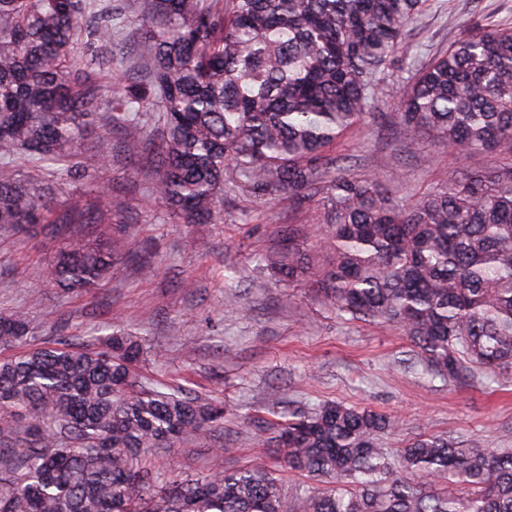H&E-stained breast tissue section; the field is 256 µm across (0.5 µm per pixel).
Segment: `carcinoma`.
<instances>
[{"mask_svg":"<svg viewBox=\"0 0 512 512\" xmlns=\"http://www.w3.org/2000/svg\"><path fill=\"white\" fill-rule=\"evenodd\" d=\"M426 0H144L135 54L114 90L96 71L126 27V0H0V224L29 232L51 213L94 135L97 158L154 155L156 197L186 224L224 220L227 170L265 199L318 198L330 263L313 275L336 315L401 328L434 379L472 380L512 365V26L473 28L415 69L387 116L370 111L406 52ZM162 112L157 139L140 112ZM478 165L409 199L373 178L335 174L327 149L367 118ZM491 153L507 162L489 169ZM123 254L98 207L50 269L91 290ZM283 281L308 272L293 246L267 258ZM27 313L0 314V512H512V448L449 432L395 454L394 419L340 403L280 405L254 417L262 447L311 483L288 495L253 464L205 479L151 468L224 427V407L136 372L140 345L115 333L102 350L73 336L25 349ZM333 483L321 489L320 483ZM448 485L443 492L433 486Z\"/></svg>","mask_w":512,"mask_h":512,"instance_id":"cac0c4a2","label":"carcinoma"}]
</instances>
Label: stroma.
<instances>
[{
	"label": "stroma",
	"instance_id": "1",
	"mask_svg": "<svg viewBox=\"0 0 512 512\" xmlns=\"http://www.w3.org/2000/svg\"><path fill=\"white\" fill-rule=\"evenodd\" d=\"M466 19L512 25V0H428L406 37L411 63L382 84L374 111H397L412 62H428L447 49ZM329 153L344 175L375 178L402 196L473 167L465 152L408 151L395 130L371 120ZM77 160L94 168L96 178L66 180L57 212L80 224L89 205L110 206L116 237L150 257L155 273L141 275L121 260L96 290L64 291L48 282L64 245L54 225L25 233L0 224V313L29 309L32 340L40 345L61 333L88 339L99 324L112 323L141 338L143 373L224 405L223 434L159 450L152 457L156 467L198 478L260 459L279 464L284 488L296 491L304 477L281 466L278 449L256 446L247 427L274 394L310 405L368 406L395 417L387 437L395 450L420 435L448 431L489 448L512 447V367L468 386L431 379L414 366L415 348L402 329L340 319L313 276L288 284L260 263L261 255L291 245L314 267L325 266L318 242L326 226L316 204L285 192L260 200L241 184L225 199L223 223L186 224L155 197L152 158L132 161L116 151L102 162L89 137ZM201 238L207 250L194 248ZM229 271L238 282L234 308L224 305Z\"/></svg>",
	"mask_w": 512,
	"mask_h": 512
}]
</instances>
